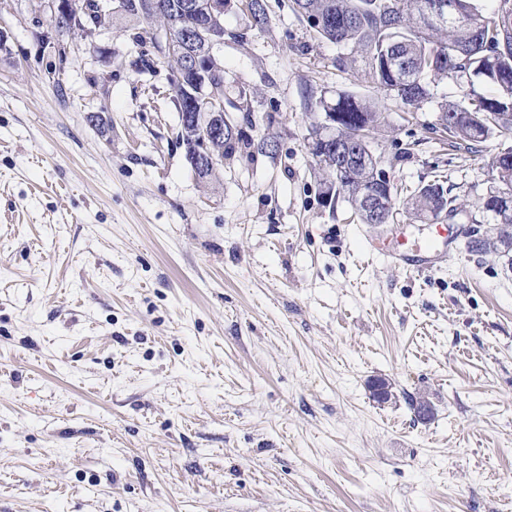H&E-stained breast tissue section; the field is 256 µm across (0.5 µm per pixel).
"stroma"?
Wrapping results in <instances>:
<instances>
[{
	"instance_id": "obj_1",
	"label": "stroma",
	"mask_w": 512,
	"mask_h": 512,
	"mask_svg": "<svg viewBox=\"0 0 512 512\" xmlns=\"http://www.w3.org/2000/svg\"><path fill=\"white\" fill-rule=\"evenodd\" d=\"M263 2L217 53L225 113L274 151L206 184L132 22L61 55L41 0H0V512H512V272L464 219L433 267L370 255L437 226L326 201L314 103L378 91ZM431 92L384 101L374 152L398 198L437 181L476 213L500 143L453 148L430 126L463 91Z\"/></svg>"
}]
</instances>
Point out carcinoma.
<instances>
[{
	"label": "carcinoma",
	"instance_id": "cac0c4a2",
	"mask_svg": "<svg viewBox=\"0 0 512 512\" xmlns=\"http://www.w3.org/2000/svg\"><path fill=\"white\" fill-rule=\"evenodd\" d=\"M84 6L82 24L99 22L98 0H80ZM159 10L146 9L126 17L140 26L136 41L147 39L152 23L181 20V0H155ZM432 0H292L293 11L306 19L320 38L344 50L336 65L344 68L361 58V80L377 88L399 108L410 111L431 98L430 84L446 78L459 85L478 82L489 88L486 95L469 90L458 102L439 106V124L457 148L470 152L489 138L512 141V0H500L498 9L483 12L478 0H451L460 21L437 25L427 16ZM174 64V86L178 99L190 80L185 56L168 55ZM184 82H179V78ZM324 112L338 114V137L366 152L369 164L339 166L334 153H313V162L326 174V192L343 197L364 224H388L393 218L396 197L380 158L372 152L374 134L380 124L379 103L350 91L336 93V99L316 102ZM208 114L189 111L180 120L179 139L191 171L200 180L215 177V169H204L197 152L199 140L206 137ZM253 143L241 132L209 140V150L218 160L250 154ZM495 180L512 189V148L493 161ZM389 199L390 208L378 217L362 210V200L372 190ZM451 189L426 184L404 205L423 222L459 216ZM479 211L487 226L476 227V238L467 247L479 254L500 256L503 249L512 254V200L499 190L490 189L481 198Z\"/></svg>",
	"mask_w": 512,
	"mask_h": 512
}]
</instances>
